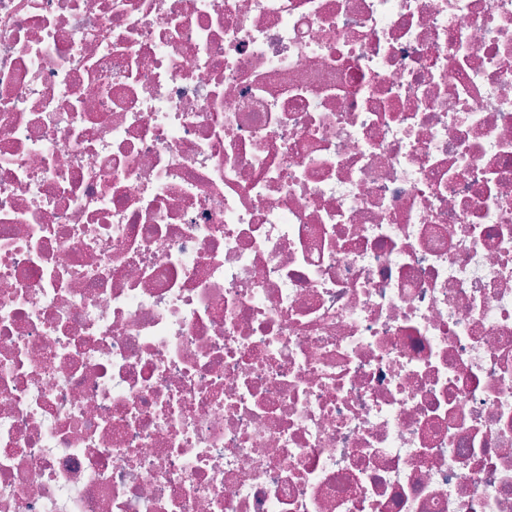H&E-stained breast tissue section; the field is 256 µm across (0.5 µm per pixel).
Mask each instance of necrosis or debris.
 I'll list each match as a JSON object with an SVG mask.
<instances>
[{
	"mask_svg": "<svg viewBox=\"0 0 512 512\" xmlns=\"http://www.w3.org/2000/svg\"><path fill=\"white\" fill-rule=\"evenodd\" d=\"M0 512H512V0H0Z\"/></svg>",
	"mask_w": 512,
	"mask_h": 512,
	"instance_id": "obj_1",
	"label": "necrosis or debris"
}]
</instances>
